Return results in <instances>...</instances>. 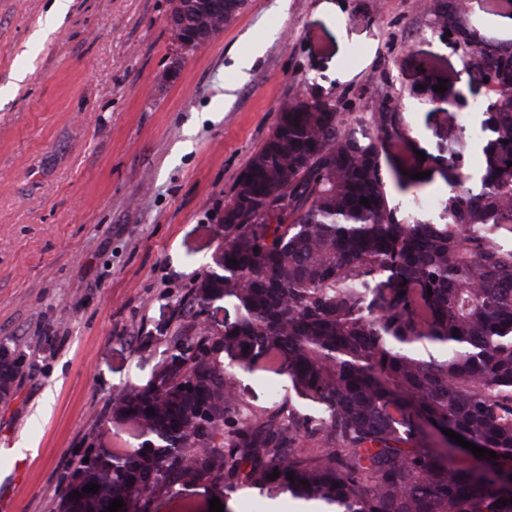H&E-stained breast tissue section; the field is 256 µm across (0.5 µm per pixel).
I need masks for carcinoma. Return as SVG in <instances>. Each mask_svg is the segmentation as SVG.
I'll use <instances>...</instances> for the list:
<instances>
[{"mask_svg":"<svg viewBox=\"0 0 512 512\" xmlns=\"http://www.w3.org/2000/svg\"><path fill=\"white\" fill-rule=\"evenodd\" d=\"M433 2L436 27L496 81L478 136L485 166L471 167L472 134L451 120L437 146L447 190L430 222L419 191L392 202V186L431 181L404 174L402 156L385 164L387 145L409 144L399 113L356 132L329 98L283 103L191 290V321L160 371L168 387H132L110 406L137 447L85 466L67 512H107L116 499L118 512H147L184 481L226 499L275 486L321 512H512L495 505L512 497L492 475L434 451L420 424L512 460V45L495 53L475 39L462 0ZM217 301L237 318L196 330ZM193 333L184 357L179 340ZM238 370L288 381L252 410ZM91 483L99 491H84Z\"/></svg>","mask_w":512,"mask_h":512,"instance_id":"carcinoma-1","label":"carcinoma"}]
</instances>
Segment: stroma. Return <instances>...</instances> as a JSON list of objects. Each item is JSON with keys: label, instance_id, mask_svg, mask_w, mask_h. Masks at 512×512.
<instances>
[{"label": "stroma", "instance_id": "35a3bbf8", "mask_svg": "<svg viewBox=\"0 0 512 512\" xmlns=\"http://www.w3.org/2000/svg\"><path fill=\"white\" fill-rule=\"evenodd\" d=\"M51 3L0 0V342L26 358L0 404V512H59L81 449L135 445L109 408L168 361L237 177L284 101L336 100L355 129L393 106L428 172L450 117L479 129L489 96L431 28L428 0H248L183 52L174 79L170 0H71L60 17ZM511 8L471 0L469 21L507 42ZM427 77L445 80L447 102L418 95ZM217 494L180 485L152 512H209ZM225 505L301 509L278 488Z\"/></svg>", "mask_w": 512, "mask_h": 512}]
</instances>
